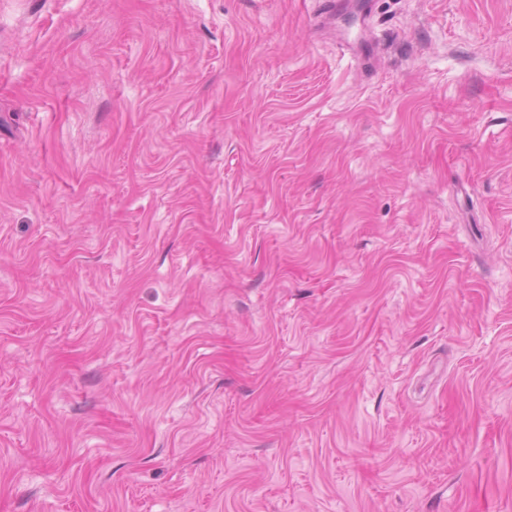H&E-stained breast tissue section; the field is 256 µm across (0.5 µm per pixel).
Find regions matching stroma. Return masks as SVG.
<instances>
[{"instance_id": "1", "label": "stroma", "mask_w": 512, "mask_h": 512, "mask_svg": "<svg viewBox=\"0 0 512 512\" xmlns=\"http://www.w3.org/2000/svg\"><path fill=\"white\" fill-rule=\"evenodd\" d=\"M0 0V512H512V0Z\"/></svg>"}]
</instances>
